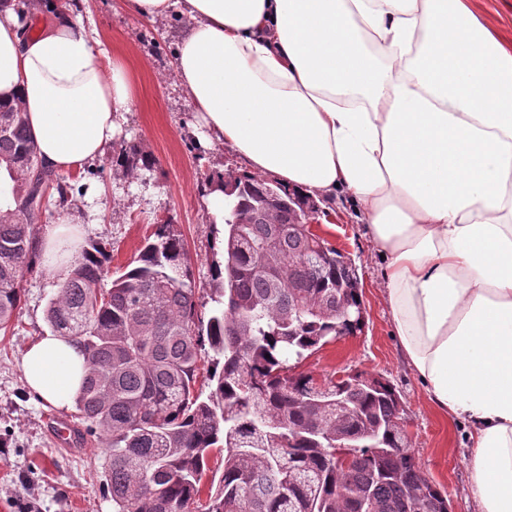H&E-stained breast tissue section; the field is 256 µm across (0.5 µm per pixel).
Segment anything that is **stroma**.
Masks as SVG:
<instances>
[{"label":"stroma","mask_w":512,"mask_h":512,"mask_svg":"<svg viewBox=\"0 0 512 512\" xmlns=\"http://www.w3.org/2000/svg\"><path fill=\"white\" fill-rule=\"evenodd\" d=\"M85 7L111 58L132 75L136 103L124 115L121 134L94 163L93 174L65 173V180L77 182L80 190L65 208L51 209L44 222L68 219L83 225L84 242L111 249L114 271L124 270L158 224L170 223L185 242L197 286L209 288L215 227L202 182L215 172H246L247 165L230 147L206 150L199 144L194 106L175 76L177 46L192 21L186 16L141 20L125 12L120 0H86ZM132 140L157 160L152 170L135 178L114 162L122 145ZM315 203L313 232L357 268L364 326L356 335L292 360V367L318 378L364 371L388 380L400 396L410 450L430 481L447 494L450 512H476L468 427L433 408L404 360L381 286L382 261L357 218L356 205L340 193ZM57 282L40 266L27 273L16 327L0 333V430L9 431L0 444V512H113L104 448L95 441L76 448L56 445L50 423L70 418L73 410L29 395L20 367L28 342L49 332L45 308Z\"/></svg>","instance_id":"35a3bbf8"}]
</instances>
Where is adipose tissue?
<instances>
[{
    "mask_svg": "<svg viewBox=\"0 0 512 512\" xmlns=\"http://www.w3.org/2000/svg\"><path fill=\"white\" fill-rule=\"evenodd\" d=\"M0 0V102L21 108L43 164L82 170L119 136L132 78L56 0ZM188 15L175 73L205 148L309 196L344 191L383 257L404 356L430 402L470 428L479 512H512V45L471 0H124ZM75 224L39 238L64 276ZM34 398L69 407L85 374L70 340L30 343Z\"/></svg>",
    "mask_w": 512,
    "mask_h": 512,
    "instance_id": "adipose-tissue-1",
    "label": "adipose tissue"
}]
</instances>
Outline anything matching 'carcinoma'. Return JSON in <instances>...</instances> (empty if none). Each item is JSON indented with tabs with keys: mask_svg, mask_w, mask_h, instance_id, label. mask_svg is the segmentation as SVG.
Returning <instances> with one entry per match:
<instances>
[{
	"mask_svg": "<svg viewBox=\"0 0 512 512\" xmlns=\"http://www.w3.org/2000/svg\"><path fill=\"white\" fill-rule=\"evenodd\" d=\"M117 162L132 176L156 164L135 140ZM0 167L12 180L0 191L11 201L0 208L6 331L37 225L72 186L43 167L16 106L0 105ZM207 183L227 197L209 316L170 224L107 284V249L81 248L46 306L51 332L86 358L72 418L79 439L96 438L109 457L114 512H449L409 449L389 381L360 372L318 386L288 365L364 323L356 266L310 229L316 204L250 174ZM206 353L207 394L196 389ZM336 446L350 455L344 465L323 453ZM215 452L224 469L205 493Z\"/></svg>",
	"mask_w": 512,
	"mask_h": 512,
	"instance_id": "1",
	"label": "carcinoma"
}]
</instances>
